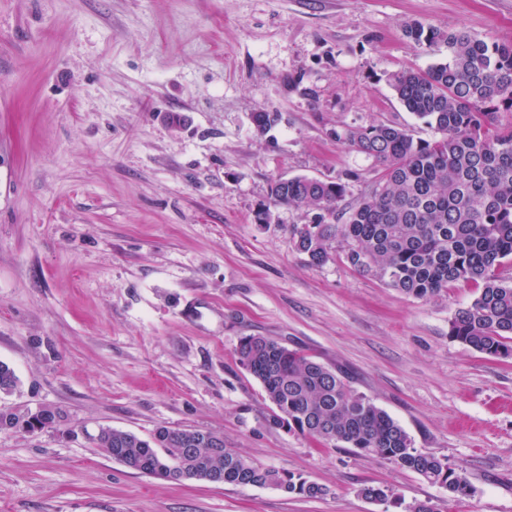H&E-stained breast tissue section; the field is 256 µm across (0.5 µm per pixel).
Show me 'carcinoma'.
I'll return each instance as SVG.
<instances>
[{
	"instance_id": "obj_1",
	"label": "carcinoma",
	"mask_w": 512,
	"mask_h": 512,
	"mask_svg": "<svg viewBox=\"0 0 512 512\" xmlns=\"http://www.w3.org/2000/svg\"><path fill=\"white\" fill-rule=\"evenodd\" d=\"M404 35L421 48L447 50V60L425 71L388 76L400 103L436 137L416 138L390 123L335 130L336 140L381 165L368 190L343 208L346 183L298 176L274 181L270 199L313 213L294 232L295 248L313 265L337 256L354 272L420 300L457 281L477 284V297L456 311L448 335L491 357L512 358V280L500 272L512 259V119H502L512 113V41L489 44L464 28L445 32L419 22L405 25ZM238 359L273 406L270 425L386 460L454 497L473 493L461 469L415 448L398 421L341 370L266 336L243 337ZM17 387L15 371L0 361V395ZM60 419L52 408L33 421L0 411V432L33 433ZM96 442L113 460L153 477L326 494L318 483L254 464L211 430L160 427L145 439L102 427Z\"/></svg>"
}]
</instances>
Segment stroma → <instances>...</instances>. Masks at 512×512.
Segmentation results:
<instances>
[{"instance_id": "obj_1", "label": "stroma", "mask_w": 512, "mask_h": 512, "mask_svg": "<svg viewBox=\"0 0 512 512\" xmlns=\"http://www.w3.org/2000/svg\"><path fill=\"white\" fill-rule=\"evenodd\" d=\"M413 21L509 40L512 0H0V361L19 379L0 409L62 415L0 433V512H512V359L448 335L476 286L426 301L309 265L310 214L269 197L307 176L356 202L379 165L333 130L434 138L387 81L447 57L404 36ZM261 110L282 115L263 134ZM249 335L342 369L472 495L272 427L238 361ZM162 426L327 493L158 479L94 441Z\"/></svg>"}]
</instances>
